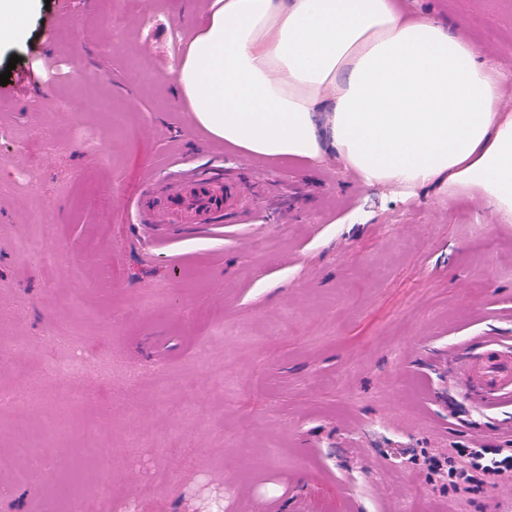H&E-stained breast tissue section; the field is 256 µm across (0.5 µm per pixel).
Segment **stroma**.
I'll return each instance as SVG.
<instances>
[{"label": "stroma", "mask_w": 512, "mask_h": 512, "mask_svg": "<svg viewBox=\"0 0 512 512\" xmlns=\"http://www.w3.org/2000/svg\"><path fill=\"white\" fill-rule=\"evenodd\" d=\"M210 0H31L0 85V459L46 451L0 512H76L99 472L137 512H512V484L453 493L448 451L512 444L452 355L512 345V223L476 190L401 196L339 159L271 168L195 125L172 62ZM512 73V0H394ZM216 166L238 221L156 235L148 181ZM43 234L47 274L21 243Z\"/></svg>", "instance_id": "obj_1"}]
</instances>
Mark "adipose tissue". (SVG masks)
<instances>
[{"label":"adipose tissue","mask_w":512,"mask_h":512,"mask_svg":"<svg viewBox=\"0 0 512 512\" xmlns=\"http://www.w3.org/2000/svg\"><path fill=\"white\" fill-rule=\"evenodd\" d=\"M172 66L195 124L276 166L337 157L367 187L473 188L512 222L501 75L393 0H213Z\"/></svg>","instance_id":"adipose-tissue-1"}]
</instances>
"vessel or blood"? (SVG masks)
<instances>
[{
	"label": "vessel or blood",
	"mask_w": 512,
	"mask_h": 512,
	"mask_svg": "<svg viewBox=\"0 0 512 512\" xmlns=\"http://www.w3.org/2000/svg\"><path fill=\"white\" fill-rule=\"evenodd\" d=\"M193 189H185L182 179L174 178L163 186H151L158 200L152 208L141 210L140 221L167 228L174 224H220L228 209L229 197H237L238 211L247 203L239 199L236 186L225 183L220 169H203L194 175ZM456 379L466 393L476 398L479 407L496 408L512 402V348L487 339L481 350L456 363Z\"/></svg>",
	"instance_id": "b4317fda"
}]
</instances>
